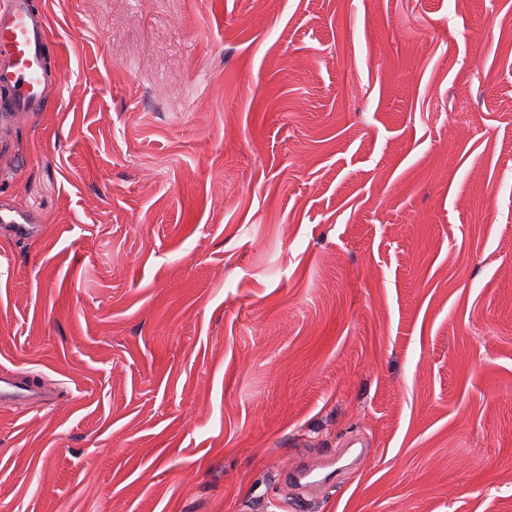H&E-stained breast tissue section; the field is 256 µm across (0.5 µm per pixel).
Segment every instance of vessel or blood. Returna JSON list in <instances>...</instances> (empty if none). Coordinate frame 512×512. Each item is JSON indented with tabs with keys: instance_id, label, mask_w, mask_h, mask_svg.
Segmentation results:
<instances>
[{
	"instance_id": "vessel-or-blood-1",
	"label": "vessel or blood",
	"mask_w": 512,
	"mask_h": 512,
	"mask_svg": "<svg viewBox=\"0 0 512 512\" xmlns=\"http://www.w3.org/2000/svg\"><path fill=\"white\" fill-rule=\"evenodd\" d=\"M49 17L44 0H0V87L8 91L9 115L24 118L47 111L52 90L60 86L59 71L46 62ZM0 223L8 225L19 238L33 235L34 228L17 210L0 211ZM50 387L26 373L0 367V401L34 404L48 400ZM350 465L344 457H334L312 469L287 472L294 482H330Z\"/></svg>"
}]
</instances>
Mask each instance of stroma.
<instances>
[{
	"instance_id": "1",
	"label": "stroma",
	"mask_w": 512,
	"mask_h": 512,
	"mask_svg": "<svg viewBox=\"0 0 512 512\" xmlns=\"http://www.w3.org/2000/svg\"><path fill=\"white\" fill-rule=\"evenodd\" d=\"M46 4L0 512H512V0ZM52 390L45 383L26 373L1 365L0 401L2 403L34 404L48 400ZM361 455V451L352 460H348L343 456L334 457L324 461L319 466L312 469H302L297 471L284 472L286 480L294 481L301 485V481L306 480L307 483L312 482H330L336 478V475L354 465Z\"/></svg>"
}]
</instances>
